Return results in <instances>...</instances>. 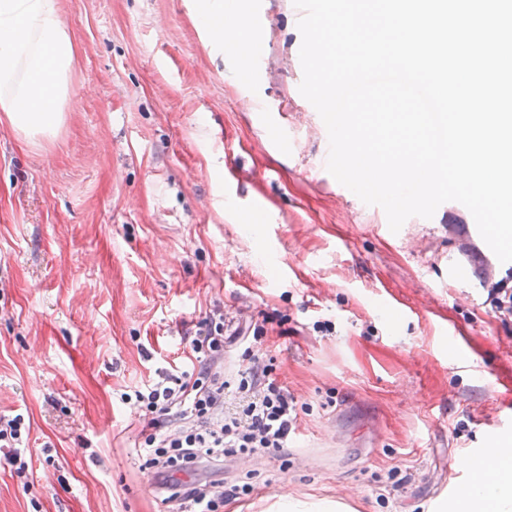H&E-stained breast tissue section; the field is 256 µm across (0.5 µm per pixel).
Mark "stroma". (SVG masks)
Returning a JSON list of instances; mask_svg holds the SVG:
<instances>
[{"mask_svg": "<svg viewBox=\"0 0 512 512\" xmlns=\"http://www.w3.org/2000/svg\"><path fill=\"white\" fill-rule=\"evenodd\" d=\"M61 5L63 122L33 143L0 126V416L30 424L28 475L0 465V512H179L122 395L186 369L213 312L264 326L252 350L300 407L284 452L225 460L239 492L219 512L281 494L454 512L460 459L512 432V320L485 303L463 213L447 202L394 233L328 172L293 0H248L262 61L247 84L195 0Z\"/></svg>", "mask_w": 512, "mask_h": 512, "instance_id": "obj_1", "label": "stroma"}]
</instances>
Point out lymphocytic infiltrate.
Instances as JSON below:
<instances>
[{"mask_svg":"<svg viewBox=\"0 0 512 512\" xmlns=\"http://www.w3.org/2000/svg\"><path fill=\"white\" fill-rule=\"evenodd\" d=\"M225 321L208 316L200 320L190 341L194 362L174 374L159 370L154 382L135 390L136 405L148 433L139 446L146 463L162 477L170 499H186L192 512H218L235 488L215 482L177 479V472L218 469L225 458L240 453H275L285 448L298 423L297 404L274 375L273 360L254 354L250 338L263 336L256 324L226 332ZM243 342L245 370L225 379L217 363L225 344Z\"/></svg>","mask_w":512,"mask_h":512,"instance_id":"lymphocytic-infiltrate-1","label":"lymphocytic infiltrate"}]
</instances>
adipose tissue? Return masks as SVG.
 <instances>
[{"instance_id": "adipose-tissue-1", "label": "adipose tissue", "mask_w": 512, "mask_h": 512, "mask_svg": "<svg viewBox=\"0 0 512 512\" xmlns=\"http://www.w3.org/2000/svg\"><path fill=\"white\" fill-rule=\"evenodd\" d=\"M199 15L216 45L246 58L255 42L247 10L224 25V0H202ZM75 48L60 0H0V116L16 135L32 140L56 134L68 98ZM472 483L457 497V512H512V461H466Z\"/></svg>"}]
</instances>
